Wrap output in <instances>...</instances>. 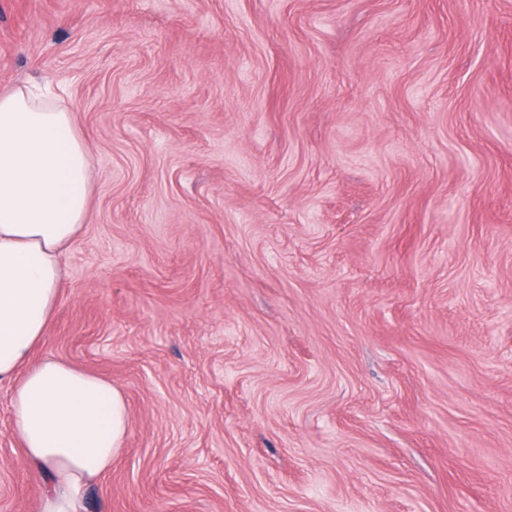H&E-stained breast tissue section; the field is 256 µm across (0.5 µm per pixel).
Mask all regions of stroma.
Returning <instances> with one entry per match:
<instances>
[{
	"label": "stroma",
	"mask_w": 512,
	"mask_h": 512,
	"mask_svg": "<svg viewBox=\"0 0 512 512\" xmlns=\"http://www.w3.org/2000/svg\"><path fill=\"white\" fill-rule=\"evenodd\" d=\"M33 82L93 180L38 354L130 411L88 512H512V0H0Z\"/></svg>",
	"instance_id": "stroma-1"
}]
</instances>
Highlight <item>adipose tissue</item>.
<instances>
[{
  "label": "adipose tissue",
  "mask_w": 512,
  "mask_h": 512,
  "mask_svg": "<svg viewBox=\"0 0 512 512\" xmlns=\"http://www.w3.org/2000/svg\"><path fill=\"white\" fill-rule=\"evenodd\" d=\"M91 189L74 114L24 87L0 95V383L12 387L11 432L43 482L40 512H84L87 488L111 469L130 427L111 381L33 358Z\"/></svg>",
  "instance_id": "adipose-tissue-1"
}]
</instances>
